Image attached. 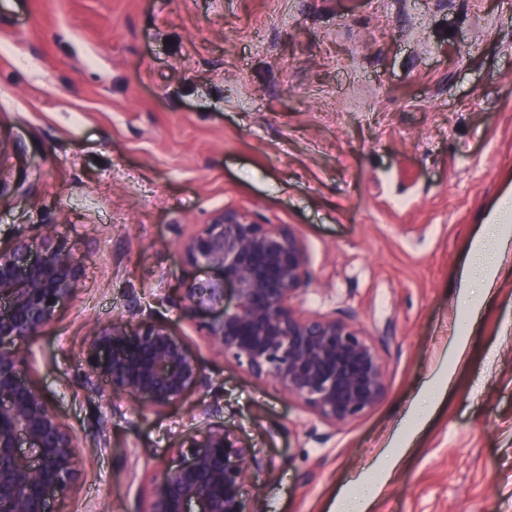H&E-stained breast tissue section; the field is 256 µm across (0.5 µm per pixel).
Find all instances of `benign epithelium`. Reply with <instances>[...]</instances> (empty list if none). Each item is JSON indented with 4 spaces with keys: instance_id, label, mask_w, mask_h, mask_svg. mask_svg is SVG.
Here are the masks:
<instances>
[{
    "instance_id": "benign-epithelium-1",
    "label": "benign epithelium",
    "mask_w": 512,
    "mask_h": 512,
    "mask_svg": "<svg viewBox=\"0 0 512 512\" xmlns=\"http://www.w3.org/2000/svg\"><path fill=\"white\" fill-rule=\"evenodd\" d=\"M187 264L206 273L186 284L185 313L205 341L251 377L272 383L327 425L360 419L387 395L375 339L334 313L297 304L308 278L302 237L224 210L179 243ZM81 277L78 256L44 225L42 244L20 237L0 247V512H53L76 477L80 440L47 396L23 377L34 354L22 346L54 318ZM119 319L97 326L82 357L83 386L163 408L212 387L197 353L166 325ZM202 413L206 439L179 448L182 460L151 482L147 512H257L242 494L257 464L218 420Z\"/></svg>"
}]
</instances>
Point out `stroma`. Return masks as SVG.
Masks as SVG:
<instances>
[{
    "mask_svg": "<svg viewBox=\"0 0 512 512\" xmlns=\"http://www.w3.org/2000/svg\"><path fill=\"white\" fill-rule=\"evenodd\" d=\"M0 145V245L48 224L83 264L29 342L27 379L80 438L57 512H147L211 404L257 458L254 512H334L380 459L370 512H512V253L485 251L492 302L463 274L512 194V0H0ZM226 208L301 235L303 309L389 337L359 420L328 426L184 316L179 242ZM135 307L185 336L208 393L85 390L95 323Z\"/></svg>",
    "mask_w": 512,
    "mask_h": 512,
    "instance_id": "35a3bbf8",
    "label": "stroma"
}]
</instances>
